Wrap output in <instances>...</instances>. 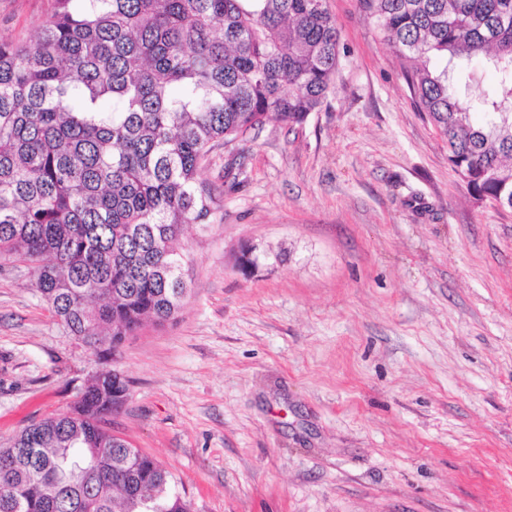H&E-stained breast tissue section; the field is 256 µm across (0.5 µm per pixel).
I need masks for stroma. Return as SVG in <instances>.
Masks as SVG:
<instances>
[{
    "mask_svg": "<svg viewBox=\"0 0 512 512\" xmlns=\"http://www.w3.org/2000/svg\"><path fill=\"white\" fill-rule=\"evenodd\" d=\"M335 82L300 128L215 148L189 292L107 359L0 260V447L106 364L114 433L192 512H512V211L475 203L358 0H327ZM55 0H0L29 44ZM272 258L250 272L241 248Z\"/></svg>",
    "mask_w": 512,
    "mask_h": 512,
    "instance_id": "obj_1",
    "label": "stroma"
}]
</instances>
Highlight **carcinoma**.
Instances as JSON below:
<instances>
[{
	"mask_svg": "<svg viewBox=\"0 0 512 512\" xmlns=\"http://www.w3.org/2000/svg\"><path fill=\"white\" fill-rule=\"evenodd\" d=\"M448 138L479 204L512 206V0H358ZM326 0H56L35 43L0 40V257L104 358L188 294L177 247L214 214L211 149L301 126L334 81ZM494 83L470 120L467 91ZM266 258L245 246L240 268ZM127 382L98 372L67 412L0 448V512H191L156 459L112 433Z\"/></svg>",
	"mask_w": 512,
	"mask_h": 512,
	"instance_id": "cac0c4a2",
	"label": "carcinoma"
}]
</instances>
